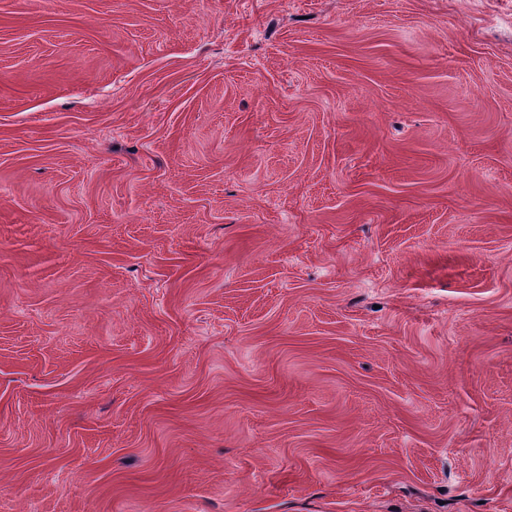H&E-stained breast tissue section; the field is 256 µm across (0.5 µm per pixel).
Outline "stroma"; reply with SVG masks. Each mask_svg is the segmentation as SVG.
<instances>
[{
	"mask_svg": "<svg viewBox=\"0 0 512 512\" xmlns=\"http://www.w3.org/2000/svg\"><path fill=\"white\" fill-rule=\"evenodd\" d=\"M0 512H512V0H0Z\"/></svg>",
	"mask_w": 512,
	"mask_h": 512,
	"instance_id": "stroma-1",
	"label": "stroma"
}]
</instances>
